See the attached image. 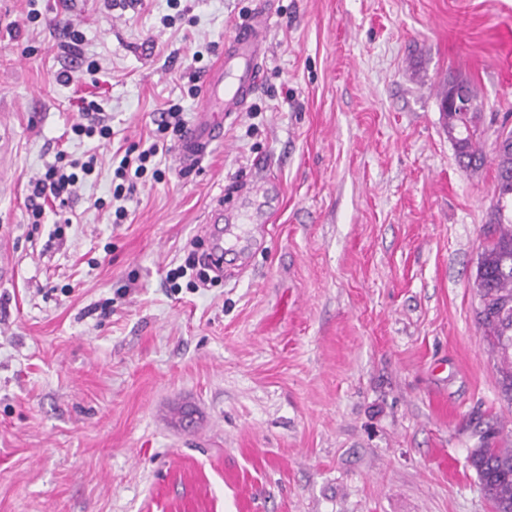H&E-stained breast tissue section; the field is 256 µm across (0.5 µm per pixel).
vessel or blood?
Listing matches in <instances>:
<instances>
[{"instance_id":"vessel-or-blood-1","label":"vessel or blood","mask_w":512,"mask_h":512,"mask_svg":"<svg viewBox=\"0 0 512 512\" xmlns=\"http://www.w3.org/2000/svg\"><path fill=\"white\" fill-rule=\"evenodd\" d=\"M270 12L260 7L224 46L220 63L203 76L204 98L180 140L181 168L193 169L224 135V123L246 111L260 85L269 50Z\"/></svg>"}]
</instances>
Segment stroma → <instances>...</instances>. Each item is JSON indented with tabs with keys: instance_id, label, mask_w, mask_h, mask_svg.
<instances>
[{
	"instance_id": "stroma-1",
	"label": "stroma",
	"mask_w": 512,
	"mask_h": 512,
	"mask_svg": "<svg viewBox=\"0 0 512 512\" xmlns=\"http://www.w3.org/2000/svg\"><path fill=\"white\" fill-rule=\"evenodd\" d=\"M257 3L0 0V512H493L468 456L512 448V400L472 282L512 0H270L247 111L195 170L158 154L112 223L114 153L169 104L193 121L189 73ZM84 58L107 144L61 139L81 115L57 76ZM452 74L478 93L475 172L439 110ZM60 146L96 172L30 223ZM219 205L265 236L213 286L171 285Z\"/></svg>"
}]
</instances>
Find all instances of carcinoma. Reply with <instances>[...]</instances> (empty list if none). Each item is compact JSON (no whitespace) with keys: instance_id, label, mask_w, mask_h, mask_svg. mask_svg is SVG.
I'll use <instances>...</instances> for the list:
<instances>
[{"instance_id":"cac0c4a2","label":"carcinoma","mask_w":512,"mask_h":512,"mask_svg":"<svg viewBox=\"0 0 512 512\" xmlns=\"http://www.w3.org/2000/svg\"><path fill=\"white\" fill-rule=\"evenodd\" d=\"M443 114L456 139L459 165L466 171L481 168V113L450 107ZM494 153L497 198L489 215L494 238L481 254L473 287L479 298V324L497 353L503 392L512 398V132ZM469 462L494 512H512V448H475Z\"/></svg>"}]
</instances>
